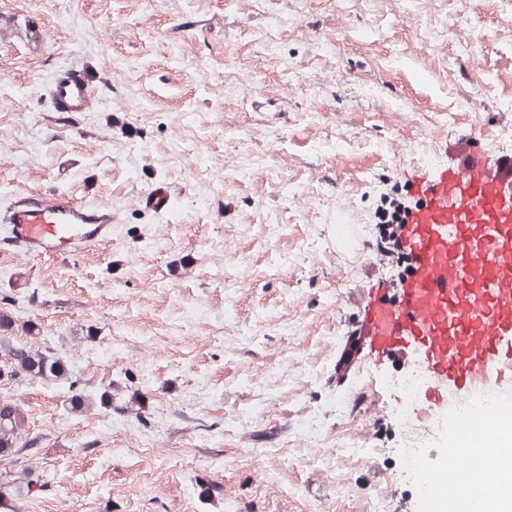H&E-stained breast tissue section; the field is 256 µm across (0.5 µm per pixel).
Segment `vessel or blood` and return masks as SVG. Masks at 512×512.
Listing matches in <instances>:
<instances>
[{
    "label": "vessel or blood",
    "instance_id": "vessel-or-blood-1",
    "mask_svg": "<svg viewBox=\"0 0 512 512\" xmlns=\"http://www.w3.org/2000/svg\"><path fill=\"white\" fill-rule=\"evenodd\" d=\"M56 112L89 111L97 87L80 65L53 76ZM432 134L448 159L414 182L416 203L395 227L408 270L397 282L360 288L358 318L348 332L337 379L367 360L420 366L432 398L417 418L433 421L448 394L466 402L475 391L512 383V153L473 135ZM169 183L154 185L141 209L161 214ZM111 208L63 193L20 191L0 210L12 247L32 257L62 258L109 242ZM359 227L347 225L338 247L346 262L361 260Z\"/></svg>",
    "mask_w": 512,
    "mask_h": 512
}]
</instances>
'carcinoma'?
Listing matches in <instances>:
<instances>
[{"label":"carcinoma","instance_id":"obj_1","mask_svg":"<svg viewBox=\"0 0 512 512\" xmlns=\"http://www.w3.org/2000/svg\"><path fill=\"white\" fill-rule=\"evenodd\" d=\"M8 380L67 378L61 354L26 344L0 345V377ZM28 420L21 403L6 401L0 404V458L11 462L21 455H29L39 437L27 433ZM15 479L0 478V512H15Z\"/></svg>","mask_w":512,"mask_h":512}]
</instances>
